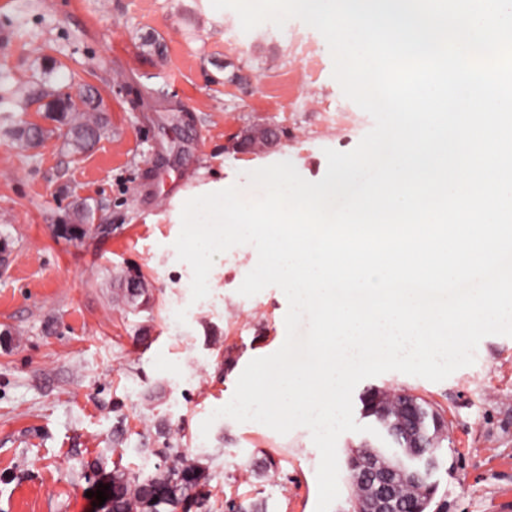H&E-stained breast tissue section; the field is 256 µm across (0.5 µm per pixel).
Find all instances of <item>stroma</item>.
<instances>
[{
    "mask_svg": "<svg viewBox=\"0 0 512 512\" xmlns=\"http://www.w3.org/2000/svg\"><path fill=\"white\" fill-rule=\"evenodd\" d=\"M332 73L317 30L291 19L246 32L211 0H0V82L32 100L0 104V512H112L91 491L117 466L153 474L170 447L209 475L195 512H224L230 498L315 512L320 454L307 428L213 415L247 364L284 343L286 296L239 294L257 259L245 244L216 256L208 296L192 301L174 243L180 191L236 186L286 160L316 182L325 149L357 146L374 121ZM64 85L93 91L103 127L78 154L39 100ZM30 121L49 134L19 144L12 131ZM264 127L280 132L275 147L236 149ZM80 208L89 230L75 239ZM132 272L143 293L128 303ZM372 388L409 391L447 421L433 475L441 512H512V337L483 338L474 364L440 382L365 379L354 410ZM364 443L383 440L337 441L330 512H354L345 461Z\"/></svg>",
    "mask_w": 512,
    "mask_h": 512,
    "instance_id": "1",
    "label": "stroma"
}]
</instances>
